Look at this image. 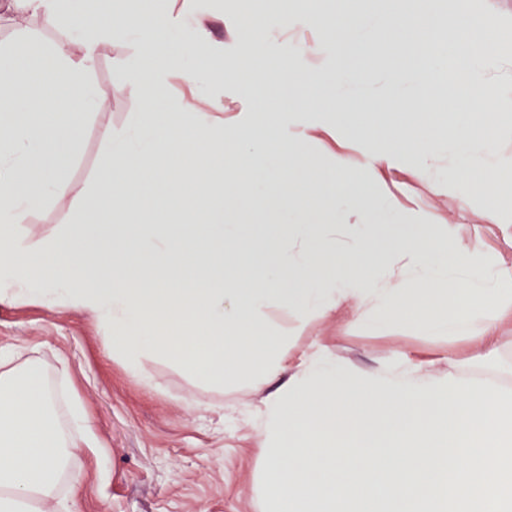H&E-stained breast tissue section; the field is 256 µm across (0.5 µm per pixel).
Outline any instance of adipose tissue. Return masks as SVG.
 I'll list each match as a JSON object with an SVG mask.
<instances>
[{"label": "adipose tissue", "instance_id": "1", "mask_svg": "<svg viewBox=\"0 0 512 512\" xmlns=\"http://www.w3.org/2000/svg\"><path fill=\"white\" fill-rule=\"evenodd\" d=\"M298 0L240 5L247 21L235 50L204 75L188 56L211 52L206 20L191 42L171 34L164 0H19L21 13L49 26L68 22L84 47L46 48L22 37L0 51V303L36 302L90 316L126 370L151 383L145 361L176 362L221 388L261 383L293 352L291 339L346 302L359 329L383 336L448 334L473 356L494 353L501 326L512 325V268H489L457 242L453 225L396 224L382 201L371 222L349 225L355 253L337 263V215L313 224L301 196L284 202L298 221L272 256L257 255L261 276L224 262L234 225L224 213L288 167L303 169V147L351 139L357 153L334 154L331 178L316 192L345 204L354 185L407 170L424 181L454 147L441 177L450 196L474 199L472 174L492 173L499 199L512 201V145L491 148L470 110L492 95L500 66L485 18L465 0ZM373 21L380 47L397 48L398 78L414 83L415 102L382 91L372 100L336 91L356 31ZM303 25L324 35L313 49L272 46L269 24ZM139 37L130 90L146 103L143 139H108L93 206L69 223L34 233L31 212L44 206L66 163L79 151L82 121L96 104L86 72L97 47ZM243 85L278 111L225 129L210 113L171 96L173 80ZM304 84L312 116L289 121L290 91ZM440 101L452 125L443 134L424 102ZM366 111L358 135L345 120ZM261 419L275 439L262 470L271 512L285 504L313 512H512V393L456 378L423 375L400 354L369 375L325 347L299 358L283 391L263 399ZM55 399L39 362L0 346V512L28 503L78 512L80 476L69 470L74 444L60 429ZM70 494H56L61 481Z\"/></svg>", "mask_w": 512, "mask_h": 512}]
</instances>
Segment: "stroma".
<instances>
[{
  "instance_id": "stroma-1",
  "label": "stroma",
  "mask_w": 512,
  "mask_h": 512,
  "mask_svg": "<svg viewBox=\"0 0 512 512\" xmlns=\"http://www.w3.org/2000/svg\"><path fill=\"white\" fill-rule=\"evenodd\" d=\"M169 5L178 18L179 37H188L195 19L206 16L213 27L215 54L233 53L231 34L242 19L224 0H169ZM137 47L133 35L99 46L87 79L100 105L84 120L79 152L64 170L52 200L29 216L34 232L67 223L72 208L90 198L106 163L104 130L129 131L143 112L144 100L127 88L128 63ZM207 92L211 111L223 113L229 125L249 124L255 113L276 109L272 103H256L230 84L208 87ZM387 198L399 209L395 223H406L411 214H426L431 223L455 225L459 238L475 245L488 264L496 267L512 259V206L505 208L499 225L479 219L484 205L479 198L450 197L446 208L436 210L431 200L413 194L399 170L383 181L361 183L343 223H362V208ZM245 205L253 219L241 225L236 240L225 244L241 265L251 250L284 239L267 217L276 206L275 189L261 199L246 198ZM315 341L363 374L406 353L441 379L452 373L476 384L512 386L509 336L495 355L474 360L465 345L445 337L414 336L398 329L385 336L364 335L356 324V308L349 304L336 316L314 322L296 340L295 353L309 351ZM0 345L20 347L41 363L55 393L59 421H66L75 403L93 424L94 447L80 449L70 462L71 470L85 477L79 512H267L260 471L273 441L256 414L262 397L287 383V371L258 387L242 382L218 391L177 364L158 362L147 366L155 380L148 387L126 371L119 357L106 353L103 333L91 318L34 303L0 304Z\"/></svg>"
}]
</instances>
